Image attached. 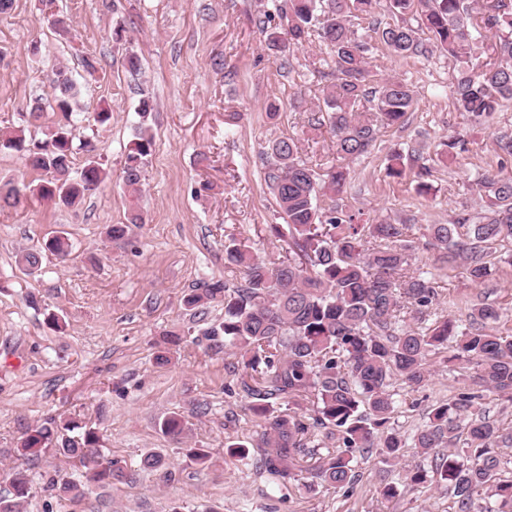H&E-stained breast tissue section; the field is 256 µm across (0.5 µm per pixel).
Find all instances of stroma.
Returning <instances> with one entry per match:
<instances>
[{"label":"stroma","mask_w":512,"mask_h":512,"mask_svg":"<svg viewBox=\"0 0 512 512\" xmlns=\"http://www.w3.org/2000/svg\"><path fill=\"white\" fill-rule=\"evenodd\" d=\"M55 6L72 21L68 36L41 26V0H14L0 16V129L41 136L55 116L33 119L28 104L51 97L52 71L66 66L79 86L73 133L92 142L108 177L79 205L60 208L29 191L38 175L19 154L0 150V185L22 195L17 208L0 211V496L20 469L33 492L25 512H448L446 484L406 485L407 470L435 465L411 451L393 467L361 462L350 492L325 485L311 491L256 468L261 429L241 409L238 358L225 353L223 337L208 333L224 308L183 304L200 283H242L240 269L224 261L230 240L247 241L268 262L287 256V243L269 230L282 216L265 181L264 148L291 137L316 171L337 164L328 129L308 126L324 86L315 69L327 56L325 45L314 40L286 52L269 49L258 20L272 11L271 0H55ZM117 26L124 29L119 39L112 35ZM81 53L99 59L94 76L82 72ZM131 53L142 62L140 72L124 66ZM369 57L374 70L411 85L416 105L405 128L381 130L373 154L349 162L351 184L338 203L369 223L412 224L418 236L425 225L480 210L477 174H512V161L501 163L496 146L497 137L512 134V103L477 123L453 106L447 57L402 58L376 40ZM145 96L156 104L146 120L137 112ZM273 102L280 106L274 119L267 115ZM103 108L111 120L93 124V113ZM143 123L154 150L140 184L143 221L131 225L123 168ZM451 136L463 137L468 150L434 167L426 193L412 175L388 176L392 151L417 145L430 155ZM123 223L129 226L124 239L107 237L109 225ZM59 234L69 238L68 255H45L37 274H22L18 255ZM495 251L498 271L481 286L460 265L434 266L424 248L413 251L412 262L432 272L444 313L460 315L465 302L482 299L500 307L499 327L512 332V241ZM51 313L64 320L62 331L48 326ZM172 331L179 345L168 344ZM161 351L168 364H157ZM473 373L464 363L437 369L413 394L395 384L392 427L412 438L426 424L429 406L470 388ZM174 413L188 423L184 438L159 430ZM50 416L98 427L105 455L120 461L124 478L61 504L45 483L54 472L78 471V462L50 447L35 456L21 451L26 432ZM231 442L246 443L249 462L228 455ZM189 448L208 449V465L191 464ZM151 451L164 454L166 468H142ZM389 483L398 488L392 499L382 495Z\"/></svg>","instance_id":"stroma-1"}]
</instances>
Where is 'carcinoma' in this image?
<instances>
[{
	"label": "carcinoma",
	"mask_w": 512,
	"mask_h": 512,
	"mask_svg": "<svg viewBox=\"0 0 512 512\" xmlns=\"http://www.w3.org/2000/svg\"><path fill=\"white\" fill-rule=\"evenodd\" d=\"M379 3L280 0L275 10L286 27L282 32L273 27L267 36L279 48L284 43L301 46L316 34L329 49L323 114L308 123L329 128L341 158L370 156L380 128L404 127L415 108L412 87L368 69L373 37L400 57L434 51L446 56L454 64L455 109L476 122L512 102V0H386L392 23L376 17ZM363 20L368 26H361ZM421 32L429 34V45ZM53 84L52 99L34 98L30 115L38 119L50 109L61 119L39 139L23 128L5 131L0 148L20 153L41 174L36 188L41 198L69 208L96 190L107 172L93 158L72 169L77 84L64 66L55 71ZM153 146L148 128L139 126L124 164L125 183L133 192L128 223L108 228L114 240L125 237L128 224L142 222L135 192ZM266 155L273 160L269 188L286 219L269 229L287 239L288 258L268 265L247 242L234 241L225 247V260L242 270L243 283L230 288L220 280L205 282L184 297L190 309L208 302L224 306V318L210 335L224 337V347L242 359L243 410L263 421L262 467L285 483L304 472L303 486L311 491L319 485L353 490L358 460L374 456L391 465L405 453V441L389 427L397 409L394 382L419 391L433 376V357L441 354L443 364L460 360L473 365L477 389L432 405L428 422L412 438V449L434 457L439 449L448 450L434 471L450 489L448 512H512V475H506L512 461L496 452L512 447V429L486 418L480 403L484 392L512 401V335L498 327L500 307L482 302L468 307L463 318L437 314L440 298L433 282L409 262L415 225L359 223L336 203L350 184L348 169L334 166L317 173L298 159L297 141L291 137L270 142ZM408 156L423 191L431 167L420 161L418 148ZM475 191L483 201L480 212L463 211L448 224H428L424 237L437 262H462L466 277L482 285L498 269L490 246L512 240V175L485 172L475 181ZM321 197L330 199L328 208L318 205ZM19 204L18 189L0 186V209ZM68 249L62 236L45 245L60 257ZM43 251L20 254L24 273L41 268ZM404 309L421 326L403 325ZM273 397L288 399L292 407L272 414ZM300 398L311 401L314 417L293 410ZM159 429L178 437L187 422L173 414ZM321 436L336 440V448L325 456L315 444ZM51 441L59 454L78 460L81 467L77 478L58 473L49 479L48 487L61 500L84 498L122 475L117 462L104 456L93 426L51 418L29 430L21 448L36 454ZM460 442L466 445L462 454L456 448ZM11 487V495L0 496V512H23L31 494L27 476L13 471Z\"/></svg>",
	"instance_id": "obj_1"
}]
</instances>
